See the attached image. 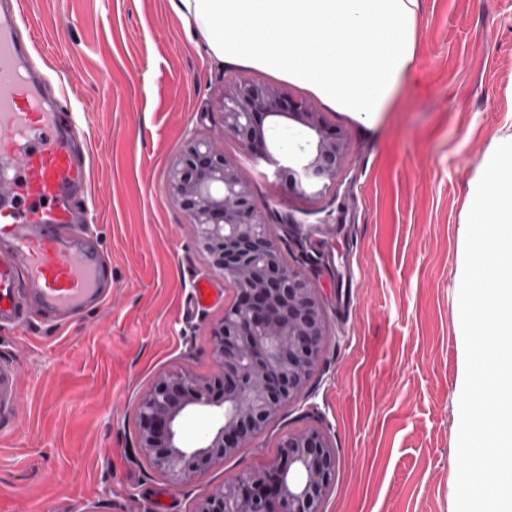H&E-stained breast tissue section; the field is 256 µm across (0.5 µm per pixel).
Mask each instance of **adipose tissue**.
Instances as JSON below:
<instances>
[{
	"instance_id": "obj_1",
	"label": "adipose tissue",
	"mask_w": 512,
	"mask_h": 512,
	"mask_svg": "<svg viewBox=\"0 0 512 512\" xmlns=\"http://www.w3.org/2000/svg\"><path fill=\"white\" fill-rule=\"evenodd\" d=\"M207 52L375 124L415 62L419 0H172Z\"/></svg>"
}]
</instances>
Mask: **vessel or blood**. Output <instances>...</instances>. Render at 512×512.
<instances>
[{
	"label": "vessel or blood",
	"instance_id": "obj_1",
	"mask_svg": "<svg viewBox=\"0 0 512 512\" xmlns=\"http://www.w3.org/2000/svg\"><path fill=\"white\" fill-rule=\"evenodd\" d=\"M21 0H0V326L22 312L64 323L112 294L106 258L86 236L91 220L86 146L73 106L32 64ZM20 398L17 374L0 366V422Z\"/></svg>",
	"mask_w": 512,
	"mask_h": 512
}]
</instances>
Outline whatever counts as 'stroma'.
Masks as SVG:
<instances>
[{
  "instance_id": "35a3bbf8",
  "label": "stroma",
  "mask_w": 512,
  "mask_h": 512,
  "mask_svg": "<svg viewBox=\"0 0 512 512\" xmlns=\"http://www.w3.org/2000/svg\"><path fill=\"white\" fill-rule=\"evenodd\" d=\"M50 76L87 123L90 226L112 298L63 328L0 330L23 401L0 434V512H191L263 465L288 432L325 428L336 452L325 512H454L466 374L462 219L476 166L512 133V0H420L416 62L377 128L327 109L353 153L306 201L225 138V78L260 70L208 56L171 0H22ZM211 138L253 181L252 203L320 288L334 330L307 399L253 447L180 489L139 457L137 403L163 370L210 373L223 303L185 316L214 278L167 195L183 143Z\"/></svg>"
}]
</instances>
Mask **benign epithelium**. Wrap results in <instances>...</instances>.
<instances>
[{
  "instance_id": "1",
  "label": "benign epithelium",
  "mask_w": 512,
  "mask_h": 512,
  "mask_svg": "<svg viewBox=\"0 0 512 512\" xmlns=\"http://www.w3.org/2000/svg\"><path fill=\"white\" fill-rule=\"evenodd\" d=\"M221 107L224 136L274 167L292 196L314 199L336 186L352 144L312 102L237 76L224 81ZM280 128L298 136L286 153L266 137ZM167 190L186 212L197 250L233 294L209 336L216 371H164L137 404L139 455L179 489L241 454L305 395L332 331L320 289L288 261L282 236L253 207L250 176L209 138L185 143L168 168ZM199 414L210 427L189 446L183 426ZM335 468L326 431L291 432L263 466L212 487L193 512H323Z\"/></svg>"
}]
</instances>
